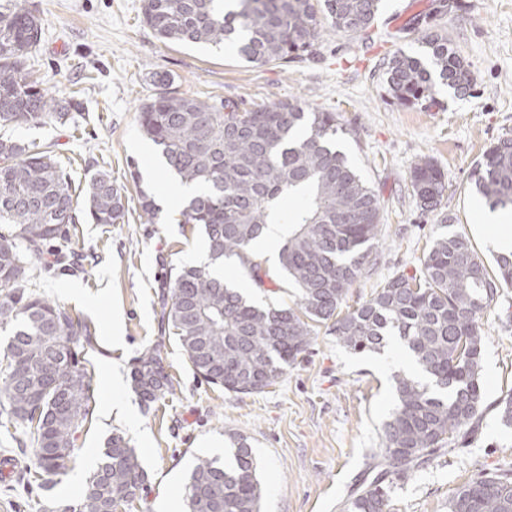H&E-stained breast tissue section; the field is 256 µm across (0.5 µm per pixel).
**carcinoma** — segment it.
<instances>
[{
    "instance_id": "carcinoma-1",
    "label": "carcinoma",
    "mask_w": 512,
    "mask_h": 512,
    "mask_svg": "<svg viewBox=\"0 0 512 512\" xmlns=\"http://www.w3.org/2000/svg\"><path fill=\"white\" fill-rule=\"evenodd\" d=\"M383 0H143V21L164 41L234 50L264 66L316 53L322 33H366ZM42 37L26 0L0 4V126L67 119L33 79L28 61ZM426 57L399 52L387 63L389 94L402 105L433 101L435 82L470 89L469 64L448 39L431 35ZM143 134L160 150L168 171L201 184L180 211V224L204 227L216 258H238L255 286L267 274L250 248L267 224L288 225L279 260L298 288L295 306L252 304L240 289L204 266H184L165 279L161 322L177 336L193 371L232 393L274 385L307 352L313 323L357 353L378 352L395 337L423 377L395 375L397 405L384 427V445L348 512H388L393 477L421 468L460 435L475 431L483 414L480 382L483 336L479 319L512 284V256L488 270L463 235L440 236L419 273L400 274L370 298L347 304L379 235L380 200L337 149L347 129L334 112H308L296 100L250 109L234 99L217 107L185 96L168 78L140 107ZM473 190L490 208L512 210V138L490 145L473 167ZM410 183L425 208L437 209L447 189L429 158L411 168ZM301 195L288 216L284 195ZM124 197L105 171L91 175L84 193L72 187L50 150L0 138V329L10 331L0 361V399L8 422L25 428L17 440L32 449L39 486L54 484L74 462V447L95 403L85 349L87 324L31 290L34 262H75L68 225L84 215L118 224ZM132 388L146 404L173 392L156 345L136 358ZM227 457L201 458L190 473L188 512H261L252 449L229 435ZM148 483L136 450L113 435L86 479L72 512H117L142 498ZM449 512H512V474H483L459 488Z\"/></svg>"
}]
</instances>
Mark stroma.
<instances>
[{
	"mask_svg": "<svg viewBox=\"0 0 512 512\" xmlns=\"http://www.w3.org/2000/svg\"><path fill=\"white\" fill-rule=\"evenodd\" d=\"M41 19L39 52L29 65L50 97L75 100L67 122L0 127V136L30 147L51 148L84 187L99 170L120 187L127 209L123 223L71 225L85 269L53 266L40 272L37 291L86 322L94 336L87 353L95 406L75 446V464L51 489L17 476L29 465L0 407V512H47L75 500L93 461L109 437L122 435L148 473V491L129 512H157L165 497L174 512H186V483L198 459L223 457L230 434L252 448L262 485L261 512H346L359 487L370 452L381 447L383 426L397 404L394 376L411 356L396 341L377 353L357 354L315 325L308 351L263 392L234 394L194 374L176 336L159 321L168 268L192 264L206 241L199 225L178 223L185 205L181 185L136 146L144 136L141 104L154 95L157 74L170 76L184 95L212 105L231 98L272 104L298 100L305 108L335 113L348 133L340 149L379 196L381 234L349 301L369 298L384 282L418 269L432 241L468 237L487 267L495 252L476 230L487 210L471 188L470 172L500 137H512V0H462L454 16L434 15V0H384L367 33L325 32L315 55L256 67L232 49L160 40L142 20V0H29ZM430 15L417 30L407 24ZM447 36L469 65L470 91L436 85V106L398 104L386 91L384 67L397 52L420 51L426 37ZM432 159L446 177L436 210H423L409 178L414 163ZM156 198L160 211L144 215L139 190ZM268 272L259 288L238 266H226L228 281L259 305L295 303L298 291L279 263L278 249L253 246ZM484 336L481 387L485 413L474 439L456 442L418 471L394 479L389 512H448L455 492L485 473H512V428L498 418L497 403L512 394V287L503 289L481 319ZM122 344L113 347V334ZM159 346L173 392L151 405L132 386L121 392L133 419L104 418L105 373L129 376L143 351Z\"/></svg>",
	"mask_w": 512,
	"mask_h": 512,
	"instance_id": "stroma-1",
	"label": "stroma"
}]
</instances>
